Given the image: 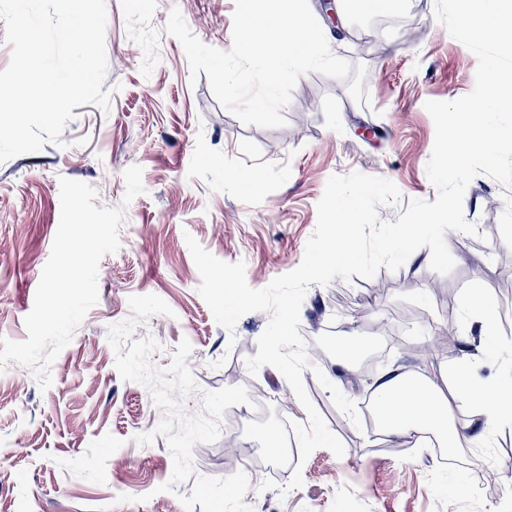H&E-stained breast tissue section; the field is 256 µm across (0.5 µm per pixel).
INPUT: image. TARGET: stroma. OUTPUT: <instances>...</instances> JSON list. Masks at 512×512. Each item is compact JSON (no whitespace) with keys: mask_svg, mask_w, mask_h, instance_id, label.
<instances>
[{"mask_svg":"<svg viewBox=\"0 0 512 512\" xmlns=\"http://www.w3.org/2000/svg\"><path fill=\"white\" fill-rule=\"evenodd\" d=\"M106 6L110 112L75 107L60 143L0 164V338L27 337L24 319L59 224L60 178L92 185L95 206L126 208L121 246L99 264L98 301L53 363L51 386L41 389L15 363L0 371V503L11 512H184L179 497L193 484L160 492L173 470L167 441L156 432L162 416L146 387L120 378L108 341L109 327L130 316L133 295H157L173 311L150 316L133 332L134 339L159 343L156 367H168L181 339L192 345L187 363L198 392L185 401L189 412H199L201 393L228 386L289 402L258 425L244 423L240 406L228 408L219 441L195 445V474L251 473L280 420L307 423L277 369L253 375L247 368L268 314H246L231 331L219 326L198 292L200 275L185 238L193 236L222 261L244 263L248 284L261 289L300 265L329 177L357 171L394 182L403 203L379 206L384 221H396L405 201H435L426 172L435 125L425 103L458 99L475 85L478 61L437 21L436 0H405L401 22L391 29L378 13L345 15L340 38L323 24L333 53L352 64L348 78L303 75L282 111L285 126L247 125L218 103L207 76L192 78L181 44L165 31L176 8L204 44L230 49L235 0H106ZM312 99L320 108L309 107ZM133 165L143 170L145 192L127 204L123 173ZM463 210L481 237L446 231L455 261L446 276L449 301L427 289L435 273L426 247L398 271L383 268L377 278L348 282L337 277L308 290L299 333L350 348L322 370L356 405L388 369L431 375L409 347L432 341L452 322L461 342L478 336L483 347L480 356L461 353L449 366H467L478 388L512 376V353L495 347L512 342V191L478 176ZM408 276L414 285H404ZM380 279L388 289L376 290ZM340 290L360 298L362 320L331 321ZM477 293L488 313L472 307ZM382 320L401 342L368 371L363 364L382 341L373 326ZM303 381L345 454L316 449L294 490L289 474L266 473L243 498L253 512H506L512 503V431L442 460L433 445L406 447L357 428L312 370H304ZM148 432L154 441L138 445L136 436ZM228 441L238 450L230 460ZM488 475L494 487L484 485ZM122 494L128 502H119Z\"/></svg>","mask_w":512,"mask_h":512,"instance_id":"stroma-1","label":"stroma"}]
</instances>
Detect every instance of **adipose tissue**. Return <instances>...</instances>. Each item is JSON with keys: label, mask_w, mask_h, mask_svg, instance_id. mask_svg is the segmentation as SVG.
I'll list each match as a JSON object with an SVG mask.
<instances>
[{"label": "adipose tissue", "mask_w": 512, "mask_h": 512, "mask_svg": "<svg viewBox=\"0 0 512 512\" xmlns=\"http://www.w3.org/2000/svg\"><path fill=\"white\" fill-rule=\"evenodd\" d=\"M475 401L482 418L480 427L472 429L468 439L448 428V389ZM373 403L385 431L419 443L433 438L449 447L461 442L481 447L491 431L512 427V382L489 388H473L467 379L456 380L454 386L430 379H414L396 369L387 370L373 389Z\"/></svg>", "instance_id": "obj_1"}]
</instances>
